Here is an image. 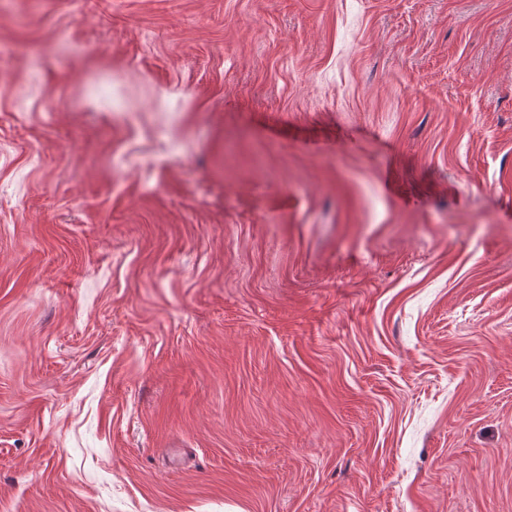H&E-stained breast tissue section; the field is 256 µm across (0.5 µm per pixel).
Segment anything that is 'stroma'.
Returning <instances> with one entry per match:
<instances>
[{
  "mask_svg": "<svg viewBox=\"0 0 512 512\" xmlns=\"http://www.w3.org/2000/svg\"><path fill=\"white\" fill-rule=\"evenodd\" d=\"M0 512H512V0H0Z\"/></svg>",
  "mask_w": 512,
  "mask_h": 512,
  "instance_id": "35a3bbf8",
  "label": "stroma"
}]
</instances>
